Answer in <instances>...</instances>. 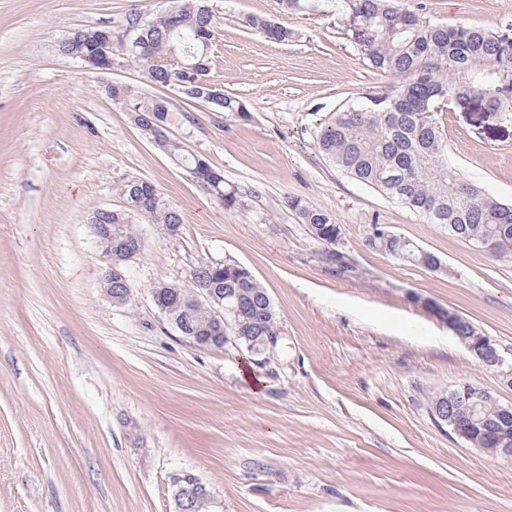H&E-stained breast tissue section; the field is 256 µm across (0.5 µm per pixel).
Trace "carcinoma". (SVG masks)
Masks as SVG:
<instances>
[{"label":"carcinoma","mask_w":512,"mask_h":512,"mask_svg":"<svg viewBox=\"0 0 512 512\" xmlns=\"http://www.w3.org/2000/svg\"><path fill=\"white\" fill-rule=\"evenodd\" d=\"M164 11L144 18L134 14L126 29L141 33L150 42V56L164 60L178 54L186 65L198 61L210 63L204 42L214 29L213 15L205 0H171ZM342 14L354 25L353 39L363 48L371 68L393 78L391 92L367 98L360 104L334 112L319 123L315 134L318 152L337 169L356 181L376 189L404 207L422 216L429 224H440L452 235L474 246L481 239L494 245L495 257H512V204H506L465 181L448 163V143L435 113L456 104L481 102L488 112L512 114V104L502 101L499 87L512 84V42H504L490 32L473 26L432 25L424 17L397 8L392 0H341ZM246 24L271 42H286L293 37L287 27L260 16L247 18ZM98 31L82 29L72 42L62 44L65 52L89 50L87 34ZM127 60L143 68L147 80L165 85L168 79L182 80L192 87L193 74H171L173 67L155 64L135 54ZM112 100L126 104L131 115L141 113L157 127L170 125L172 112L168 101L148 98L126 87L112 92ZM218 112H229L245 119L246 105L224 96L213 105ZM157 148L171 160L189 169L200 186L224 202L227 208L242 204L237 190L226 187L224 173L204 167L188 153L182 143L153 136ZM153 199L144 216L155 224H181L178 211L167 204L155 186ZM288 206L307 224L319 243L341 231L336 218L307 205L297 197L287 199ZM135 209L100 215L103 224H124L126 232L135 233L130 214ZM371 248L414 265L429 267L435 254L421 249L408 238L394 235L387 241L375 239ZM196 271L221 283L224 292V329L239 332L238 344L251 351L254 343L279 327L273 302L265 289L245 268L230 264L202 266ZM202 285L194 276L186 284H173L169 292H178L180 301L171 316L187 318L188 326L200 330L219 349L224 343L213 328L211 307H191L193 292ZM501 408L490 397L474 407V418L499 424L512 433V422L501 418Z\"/></svg>","instance_id":"carcinoma-1"}]
</instances>
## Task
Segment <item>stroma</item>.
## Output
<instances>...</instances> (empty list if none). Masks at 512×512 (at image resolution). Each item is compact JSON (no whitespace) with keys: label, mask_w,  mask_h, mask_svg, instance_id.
Listing matches in <instances>:
<instances>
[{"label":"stroma","mask_w":512,"mask_h":512,"mask_svg":"<svg viewBox=\"0 0 512 512\" xmlns=\"http://www.w3.org/2000/svg\"><path fill=\"white\" fill-rule=\"evenodd\" d=\"M434 25L512 42V0H396ZM166 0H0V512H174L172 475L197 474L221 512H512V459L457 438L432 400L468 382L512 406V259L495 258L344 174L314 146L329 113L389 92L347 18L282 0H210V78L248 119L62 54L75 30L123 32ZM294 33L284 44L249 16ZM169 99L170 138L221 169L225 208L162 153L112 83ZM448 160L512 203V118L483 105L441 116ZM146 181L178 210L177 235L141 215L126 303L101 288L94 210L126 209ZM290 197L332 214L342 264ZM382 224L444 263L433 271L368 244ZM246 267L281 322L273 353L195 346L152 300L197 266ZM474 323L487 368L430 305Z\"/></svg>","instance_id":"stroma-1"}]
</instances>
